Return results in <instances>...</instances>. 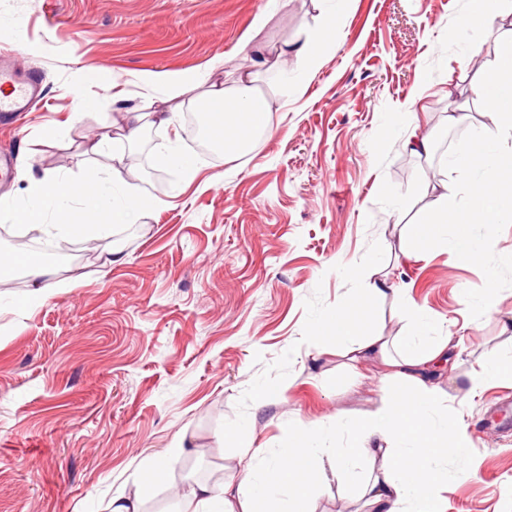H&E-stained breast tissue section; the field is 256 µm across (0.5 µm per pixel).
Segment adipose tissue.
<instances>
[{"instance_id":"adipose-tissue-1","label":"adipose tissue","mask_w":512,"mask_h":512,"mask_svg":"<svg viewBox=\"0 0 512 512\" xmlns=\"http://www.w3.org/2000/svg\"><path fill=\"white\" fill-rule=\"evenodd\" d=\"M269 65L266 52L257 45L235 85H224L207 70L176 77L158 74L154 80L172 95L201 88L198 109L206 119L209 139L225 153L242 154L254 134L272 127L271 101L254 78L255 71ZM123 122L124 141H112L105 132L91 145L92 150L111 152L113 160L110 178H101L94 170L84 176L94 197L78 192L69 180L50 177L30 182L25 205L13 212L22 235L45 233L52 210L62 221L66 240L88 238L151 213L153 202L128 191L113 197L112 186L120 182L130 160L128 145L137 141L147 124L165 126L170 119L163 112L131 109L124 112ZM385 295V289L370 286L363 291L362 303H346L325 317L319 328L335 339L350 362H379L387 379L398 381V388L386 392L377 407L360 418L340 415L335 428L316 424L296 431L265 466L247 458L239 482H195L181 495L178 512H310L311 496L333 475L356 487L369 512H440L436 460L449 448L466 447L469 440L463 420L436 415L442 395L435 375L450 363L454 346L451 337L434 335L429 314L415 304L405 309L402 335L366 331L367 307ZM336 433L355 436L357 446L326 447V440ZM376 455L381 458L379 469L361 473L360 464Z\"/></svg>"}]
</instances>
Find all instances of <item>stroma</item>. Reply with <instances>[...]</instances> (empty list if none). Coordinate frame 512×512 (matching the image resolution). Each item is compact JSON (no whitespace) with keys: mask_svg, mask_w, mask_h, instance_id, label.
<instances>
[{"mask_svg":"<svg viewBox=\"0 0 512 512\" xmlns=\"http://www.w3.org/2000/svg\"><path fill=\"white\" fill-rule=\"evenodd\" d=\"M467 0H0V51L21 73L38 72L45 99L19 124L0 128L14 172L0 180V255L23 240L9 213L30 179L109 174L110 155L88 148L103 118L136 107L170 112L183 129L196 91L172 99L141 73L201 71L221 61L232 81L256 42L270 57L307 32L327 29L311 80L291 57L262 72L274 112L270 132L241 156H197L187 178L160 154L171 132L145 129L132 150L129 188L156 201L149 217L103 236L72 241L36 300L22 272L0 277V512H111L118 495L144 512H173L200 473L237 481L241 426L254 451L278 448L289 430L378 404L387 381L376 362L349 366L335 341L316 336L325 313L368 281L391 290L368 331L401 335L403 310L425 308L438 334L461 341L442 382L440 412L464 417L470 443L439 464L443 512H512V384L473 386L491 355H512V287L495 309L471 318L464 289L485 276L442 248L402 249L397 211L381 207L382 182L407 191L414 178L451 182L438 155H410L405 143L434 145L494 127L471 90L491 67L500 33L464 24ZM478 60H465L469 46ZM104 67L124 95L77 82V67ZM470 100L466 122L446 121ZM57 130L47 139V130ZM120 262L107 264L109 251ZM371 269H362L366 257ZM279 390L255 406L254 387ZM185 437L187 454L167 484L150 486L148 465ZM313 512H368L332 480Z\"/></svg>","mask_w":512,"mask_h":512,"instance_id":"1","label":"stroma"}]
</instances>
